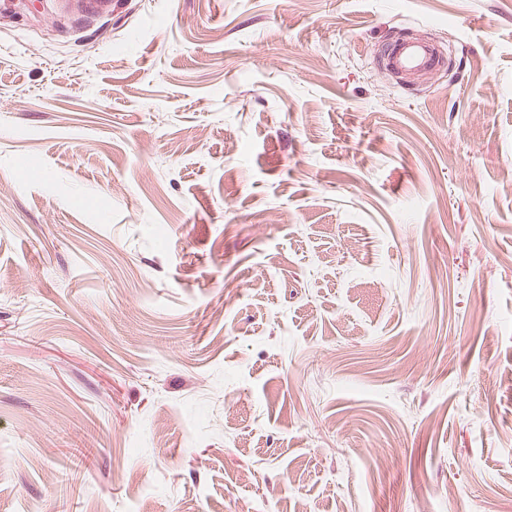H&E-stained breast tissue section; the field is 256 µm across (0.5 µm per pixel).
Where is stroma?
<instances>
[{
  "label": "stroma",
  "instance_id": "obj_1",
  "mask_svg": "<svg viewBox=\"0 0 512 512\" xmlns=\"http://www.w3.org/2000/svg\"><path fill=\"white\" fill-rule=\"evenodd\" d=\"M0 457V512H512V0H0ZM394 47L384 57L385 67L393 71H413L435 64L438 57L433 51L419 45L402 40L396 41Z\"/></svg>",
  "mask_w": 512,
  "mask_h": 512
}]
</instances>
